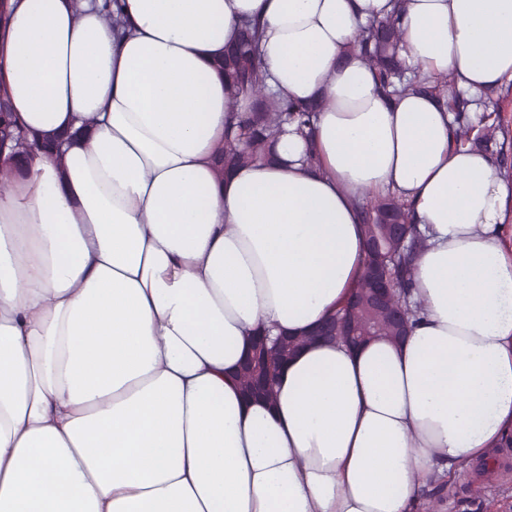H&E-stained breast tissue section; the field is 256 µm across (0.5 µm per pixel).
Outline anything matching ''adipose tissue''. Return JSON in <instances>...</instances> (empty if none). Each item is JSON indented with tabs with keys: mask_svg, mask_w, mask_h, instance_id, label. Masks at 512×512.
<instances>
[{
	"mask_svg": "<svg viewBox=\"0 0 512 512\" xmlns=\"http://www.w3.org/2000/svg\"><path fill=\"white\" fill-rule=\"evenodd\" d=\"M9 3L0 86L62 146L0 190V512H418L512 435V185L352 52L392 0H120L119 32L102 0ZM398 5L418 79L512 81V0ZM255 15L267 85L319 109L223 176L247 104L214 63ZM389 192L427 238L408 336L309 345L244 401L256 332L340 308Z\"/></svg>",
	"mask_w": 512,
	"mask_h": 512,
	"instance_id": "ef3b65f1",
	"label": "adipose tissue"
}]
</instances>
